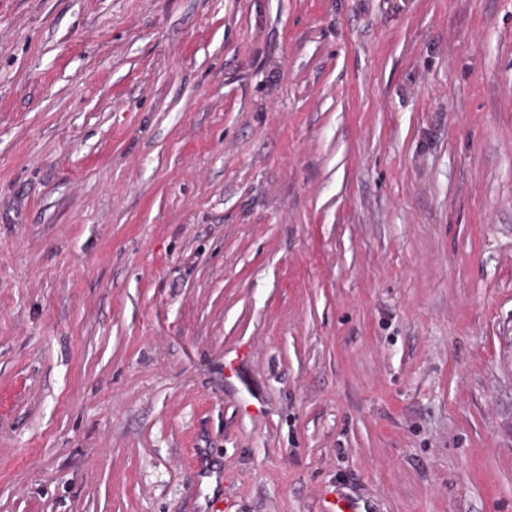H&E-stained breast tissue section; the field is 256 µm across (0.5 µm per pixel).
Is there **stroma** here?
I'll use <instances>...</instances> for the list:
<instances>
[{"instance_id": "stroma-1", "label": "stroma", "mask_w": 512, "mask_h": 512, "mask_svg": "<svg viewBox=\"0 0 512 512\" xmlns=\"http://www.w3.org/2000/svg\"><path fill=\"white\" fill-rule=\"evenodd\" d=\"M512 512V0H0V512Z\"/></svg>"}]
</instances>
